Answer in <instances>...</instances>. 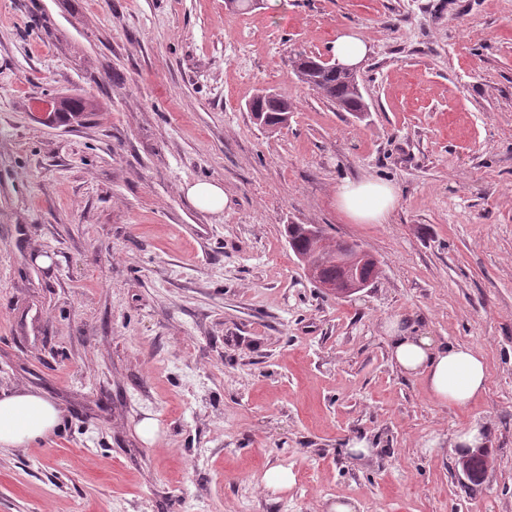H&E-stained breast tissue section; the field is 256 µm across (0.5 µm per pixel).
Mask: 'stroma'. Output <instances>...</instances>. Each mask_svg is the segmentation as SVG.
<instances>
[{"instance_id":"1","label":"stroma","mask_w":512,"mask_h":512,"mask_svg":"<svg viewBox=\"0 0 512 512\" xmlns=\"http://www.w3.org/2000/svg\"><path fill=\"white\" fill-rule=\"evenodd\" d=\"M342 27L371 45L361 114L293 69ZM265 89L287 126L252 118ZM73 96L90 112L37 107ZM366 177L398 190L387 223L336 207ZM289 224L378 278L325 293ZM395 318L475 347L485 395L450 407L394 369ZM4 392L61 424L0 453V512H512V0H0ZM472 422L478 487L453 446ZM190 201L201 209L220 211L229 203V197L224 188L213 182H198L187 190ZM289 224L287 228L288 244L295 256H315L317 253L332 259H323L321 263V276L319 275L317 263L306 257H300L308 277L325 292L339 297H348L364 288H367L371 280L361 276L364 267H371L379 272V265L376 258L366 249L358 244L344 243L342 240L327 236L321 231L317 224ZM312 238L309 236L308 231ZM346 273V274H345ZM345 274V277H344ZM344 277V278H343ZM343 280H340L342 279ZM340 280V281H337ZM455 448H477L469 456L458 462V467L464 469L470 477V482L480 485L484 480L487 457L484 454L485 430L481 424L473 423L456 435Z\"/></svg>"}]
</instances>
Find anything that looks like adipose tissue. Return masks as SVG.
Segmentation results:
<instances>
[{
  "mask_svg": "<svg viewBox=\"0 0 512 512\" xmlns=\"http://www.w3.org/2000/svg\"><path fill=\"white\" fill-rule=\"evenodd\" d=\"M393 185L365 178L348 180L336 191L339 210L358 224H382L395 208ZM390 361L401 373L422 377L439 403L464 405L485 394L488 370L474 347L448 344L390 324ZM60 412L33 393L0 395V451L46 437L57 428Z\"/></svg>",
  "mask_w": 512,
  "mask_h": 512,
  "instance_id": "ef3b65f1",
  "label": "adipose tissue"
}]
</instances>
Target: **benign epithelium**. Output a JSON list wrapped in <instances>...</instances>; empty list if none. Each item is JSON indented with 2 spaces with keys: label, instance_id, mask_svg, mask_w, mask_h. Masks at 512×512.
<instances>
[{
  "label": "benign epithelium",
  "instance_id": "1",
  "mask_svg": "<svg viewBox=\"0 0 512 512\" xmlns=\"http://www.w3.org/2000/svg\"><path fill=\"white\" fill-rule=\"evenodd\" d=\"M308 231L315 241L316 252L335 259L345 270L342 280L326 281L320 277L316 263L306 257L300 258L306 274L318 287L329 294L348 297L369 286L370 281L361 276L362 269L370 267L376 272L379 271L378 261L370 252L358 244L345 243L327 236L317 224L310 225Z\"/></svg>",
  "mask_w": 512,
  "mask_h": 512
}]
</instances>
